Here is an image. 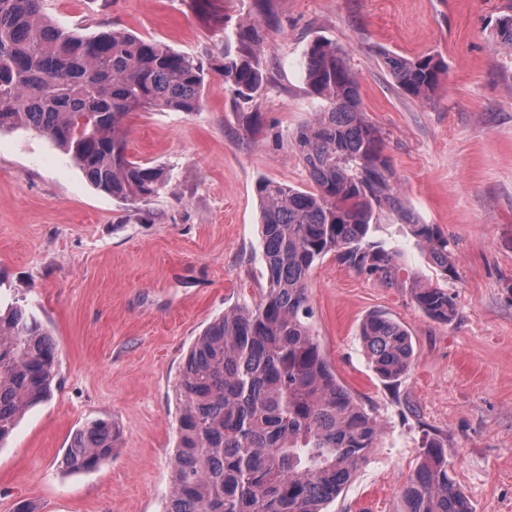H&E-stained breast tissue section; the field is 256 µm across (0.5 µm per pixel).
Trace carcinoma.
<instances>
[{
	"instance_id": "obj_1",
	"label": "carcinoma",
	"mask_w": 512,
	"mask_h": 512,
	"mask_svg": "<svg viewBox=\"0 0 512 512\" xmlns=\"http://www.w3.org/2000/svg\"><path fill=\"white\" fill-rule=\"evenodd\" d=\"M236 37L240 49L224 47L206 70L126 29L66 31L45 14L44 0H0V131L47 136L94 186L136 205L166 189L168 178L128 154L126 119L146 109L199 111L209 71L233 96L252 98L261 75L244 47L260 45V31L241 28ZM384 64L405 94L426 100L445 69L432 55L387 53ZM304 77L326 101L294 139L312 189L259 183L266 287L256 304L212 322L185 359L165 512H324L377 448L376 420L338 381L313 333L308 288L313 267L332 252L359 273L391 278L395 253L368 234L380 213L400 209V198L343 52L314 42ZM411 232L441 276L454 277L448 239L429 224H413ZM412 294L428 318H456L448 289L417 285ZM359 336L380 379L395 383L409 373L414 348L403 325L372 313ZM55 366L40 323L18 306L0 313V441L50 396ZM119 438L109 421L88 423L72 437L65 468L97 469L112 460ZM401 503V512H474L440 437L423 440Z\"/></svg>"
}]
</instances>
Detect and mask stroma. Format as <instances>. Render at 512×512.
I'll use <instances>...</instances> for the list:
<instances>
[{
  "label": "stroma",
  "mask_w": 512,
  "mask_h": 512,
  "mask_svg": "<svg viewBox=\"0 0 512 512\" xmlns=\"http://www.w3.org/2000/svg\"><path fill=\"white\" fill-rule=\"evenodd\" d=\"M236 28L256 23L262 85L247 102L207 76L197 112L143 111L128 152L169 186L138 206L97 189L50 139L0 131V306L51 333L56 377L0 442V512H163L171 486L185 357L225 311L266 285L257 187L310 180L293 137L323 101L304 79L317 40L347 54L361 107L383 136L403 203L371 238L396 251L384 280L326 255L309 282L313 331L336 376L376 417L377 448L326 512H399L424 437L440 436L474 512H512V46L496 39L512 0H211ZM52 21L91 34L125 28L208 62L224 47L196 0H45ZM442 57L432 100L404 95L385 53ZM257 118L245 132L243 113ZM448 237L456 319L438 323L411 288L440 273L410 232ZM383 312L410 333L413 366L390 384L359 336ZM97 419L120 431L111 461L70 472L73 435Z\"/></svg>",
  "instance_id": "obj_1"
}]
</instances>
